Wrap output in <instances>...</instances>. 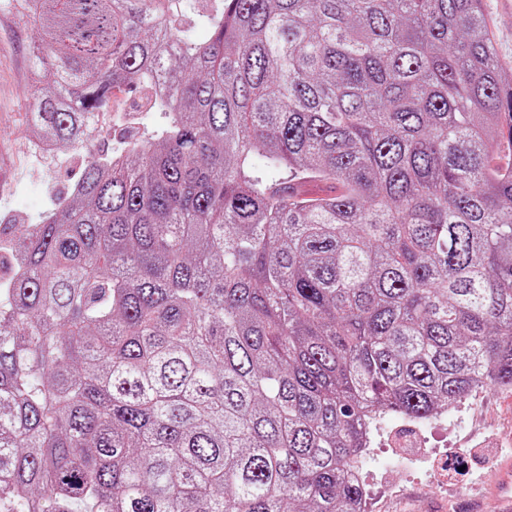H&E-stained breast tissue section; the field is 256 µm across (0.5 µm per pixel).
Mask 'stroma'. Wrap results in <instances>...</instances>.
<instances>
[{
	"mask_svg": "<svg viewBox=\"0 0 512 512\" xmlns=\"http://www.w3.org/2000/svg\"><path fill=\"white\" fill-rule=\"evenodd\" d=\"M36 32L23 19L0 12V225L35 224L50 202L71 194L81 155L62 150L37 155L28 123L29 57ZM142 113L135 94L114 91L100 114L94 149L111 152L118 138L137 137L142 125L162 121ZM461 416L429 418L426 429L405 428L394 416L373 447L368 482L370 512H461L463 500L491 507L487 499L494 465L512 460V391L479 388L460 403ZM462 470L449 472V456Z\"/></svg>",
	"mask_w": 512,
	"mask_h": 512,
	"instance_id": "1",
	"label": "stroma"
}]
</instances>
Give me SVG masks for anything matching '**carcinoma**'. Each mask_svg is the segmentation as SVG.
<instances>
[{
  "mask_svg": "<svg viewBox=\"0 0 512 512\" xmlns=\"http://www.w3.org/2000/svg\"><path fill=\"white\" fill-rule=\"evenodd\" d=\"M2 7L37 32L36 139L84 161L0 238V512H355L364 413L512 389L484 0ZM126 86L165 122L101 156Z\"/></svg>",
  "mask_w": 512,
  "mask_h": 512,
  "instance_id": "cac0c4a2",
  "label": "carcinoma"
}]
</instances>
